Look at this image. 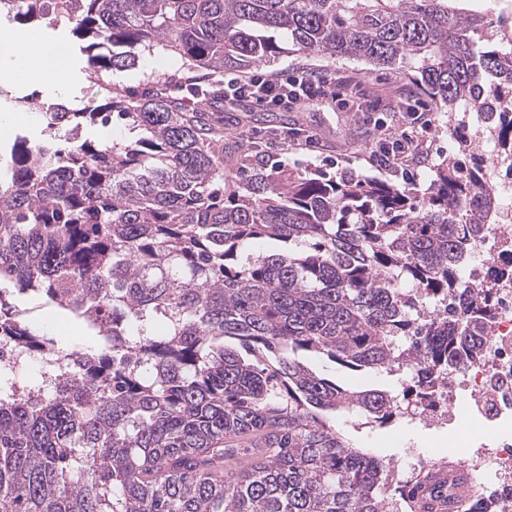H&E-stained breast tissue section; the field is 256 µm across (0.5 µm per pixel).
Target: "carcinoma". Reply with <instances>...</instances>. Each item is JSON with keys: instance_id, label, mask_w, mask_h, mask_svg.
Instances as JSON below:
<instances>
[{"instance_id": "1", "label": "carcinoma", "mask_w": 512, "mask_h": 512, "mask_svg": "<svg viewBox=\"0 0 512 512\" xmlns=\"http://www.w3.org/2000/svg\"><path fill=\"white\" fill-rule=\"evenodd\" d=\"M455 0H0L22 24L54 13L84 78L139 67L157 48L195 71L247 73L294 50L410 75L430 99L494 118L512 157V42ZM215 97L113 88L102 103H38L36 135L0 143V508L3 512H401L392 461L333 420L386 424L398 397L352 390L299 357L426 382L472 363L490 293L464 255L489 205L473 126L421 195L407 184L300 175L240 152ZM143 135L98 142L88 126ZM265 240L280 253L256 249ZM44 301L93 351L27 324L9 297ZM430 298L456 304L425 316ZM24 356L61 359L21 391ZM477 500L495 512L500 493Z\"/></svg>"}]
</instances>
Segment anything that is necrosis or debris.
I'll return each instance as SVG.
<instances>
[{"instance_id":"obj_1","label":"necrosis or debris","mask_w":512,"mask_h":512,"mask_svg":"<svg viewBox=\"0 0 512 512\" xmlns=\"http://www.w3.org/2000/svg\"><path fill=\"white\" fill-rule=\"evenodd\" d=\"M474 123V138L484 147L487 159L483 181L497 207L492 222L481 225L471 240L463 276L471 288L493 287L497 305L479 335L480 358L423 390L417 417L431 426L446 423L449 407L459 395H466L487 435L495 475L508 477L512 475V433H503L502 428L512 424V274L505 273L504 267L512 263V235L505 232L504 224L512 216V176L506 175L498 160L492 124L480 117Z\"/></svg>"}]
</instances>
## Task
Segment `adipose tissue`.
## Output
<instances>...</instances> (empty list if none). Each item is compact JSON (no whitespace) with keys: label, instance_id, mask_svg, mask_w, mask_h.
<instances>
[{"label":"adipose tissue","instance_id":"1","mask_svg":"<svg viewBox=\"0 0 512 512\" xmlns=\"http://www.w3.org/2000/svg\"><path fill=\"white\" fill-rule=\"evenodd\" d=\"M70 65L71 51L63 41L44 39L33 46L12 29H0V78L38 82L70 98L74 95L72 83L66 78Z\"/></svg>","mask_w":512,"mask_h":512}]
</instances>
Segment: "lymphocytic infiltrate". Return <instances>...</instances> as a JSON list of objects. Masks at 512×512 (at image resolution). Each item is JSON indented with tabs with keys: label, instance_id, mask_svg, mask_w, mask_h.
<instances>
[{
	"label": "lymphocytic infiltrate",
	"instance_id": "obj_1",
	"mask_svg": "<svg viewBox=\"0 0 512 512\" xmlns=\"http://www.w3.org/2000/svg\"><path fill=\"white\" fill-rule=\"evenodd\" d=\"M218 85L225 104L240 111H291L314 102L333 103L349 97L360 124L369 129L373 148L366 158L377 170L408 179L429 156L432 112L413 92L381 96L363 88L352 76L325 73L309 64L279 72L261 69L246 74L228 72Z\"/></svg>",
	"mask_w": 512,
	"mask_h": 512
}]
</instances>
